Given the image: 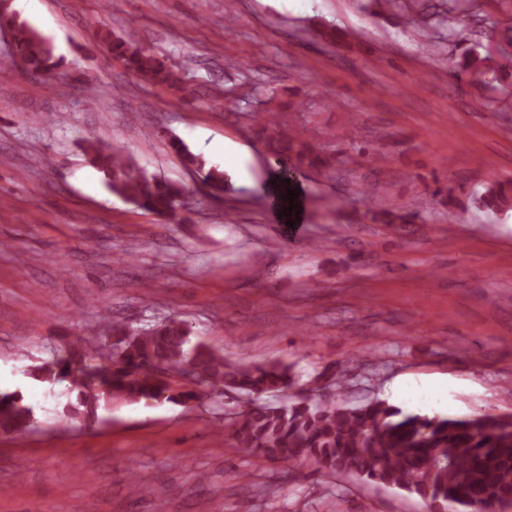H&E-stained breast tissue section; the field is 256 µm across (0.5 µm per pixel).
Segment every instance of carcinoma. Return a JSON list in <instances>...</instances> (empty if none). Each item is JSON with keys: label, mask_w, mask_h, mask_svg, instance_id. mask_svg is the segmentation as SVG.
<instances>
[{"label": "carcinoma", "mask_w": 512, "mask_h": 512, "mask_svg": "<svg viewBox=\"0 0 512 512\" xmlns=\"http://www.w3.org/2000/svg\"><path fill=\"white\" fill-rule=\"evenodd\" d=\"M0 28L11 33L14 50L29 70L44 78L57 74L51 42L16 15H0ZM112 56L133 74L155 84L176 87L180 77L149 51L122 38L103 37ZM260 132L271 131L269 145L278 158L299 168L327 166L320 154L288 134V126L267 116L246 113ZM184 164L204 170L201 157L183 142H170ZM92 166L116 195L149 212L182 220L187 190L149 176L120 150L93 143L86 149ZM477 208L498 212L512 208V185L493 184L474 193ZM37 382L67 383L63 414L94 420L101 404L120 397L130 402L186 403L221 397L227 390L247 396L229 419L234 450L246 449L291 467L305 464L338 476L354 475L418 496L426 512H500L512 498V416L405 414L384 401L349 407L340 400L342 383L323 372L311 384L315 401L289 405L258 402L264 394L292 387L291 367L232 362L202 340H194L179 320L133 329L104 319L91 343L73 342L67 355L33 367ZM36 424L18 391L0 392V432L23 434Z\"/></svg>", "instance_id": "carcinoma-1"}]
</instances>
